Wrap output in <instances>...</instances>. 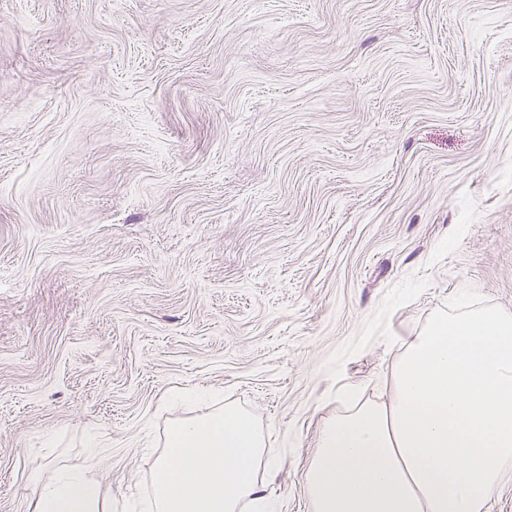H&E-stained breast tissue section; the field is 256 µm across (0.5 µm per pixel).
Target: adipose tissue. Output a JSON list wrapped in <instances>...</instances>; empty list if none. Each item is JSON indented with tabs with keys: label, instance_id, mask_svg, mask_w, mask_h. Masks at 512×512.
<instances>
[{
	"label": "adipose tissue",
	"instance_id": "obj_1",
	"mask_svg": "<svg viewBox=\"0 0 512 512\" xmlns=\"http://www.w3.org/2000/svg\"><path fill=\"white\" fill-rule=\"evenodd\" d=\"M272 472L241 412L188 420L156 465L155 512H276L256 479ZM512 479V311L439 312L409 337L388 399L326 421L306 470L309 512H489ZM34 512H106L81 468L32 477Z\"/></svg>",
	"mask_w": 512,
	"mask_h": 512
}]
</instances>
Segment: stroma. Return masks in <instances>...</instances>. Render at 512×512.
<instances>
[{
    "label": "stroma",
    "mask_w": 512,
    "mask_h": 512,
    "mask_svg": "<svg viewBox=\"0 0 512 512\" xmlns=\"http://www.w3.org/2000/svg\"><path fill=\"white\" fill-rule=\"evenodd\" d=\"M512 310V0H0V512H143L227 408L280 512L343 392ZM35 488L34 512H106L100 479L81 468H60L42 482L31 478Z\"/></svg>",
    "instance_id": "1"
}]
</instances>
